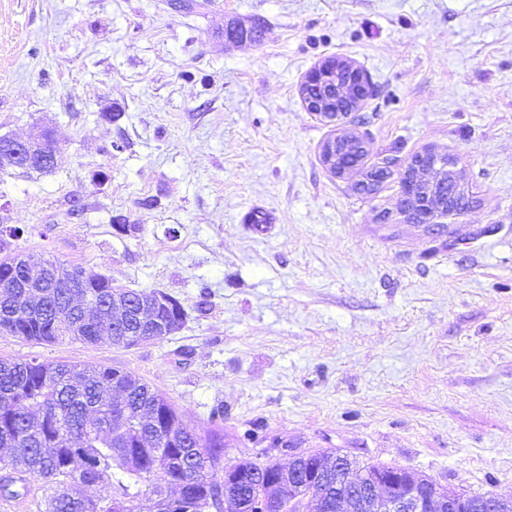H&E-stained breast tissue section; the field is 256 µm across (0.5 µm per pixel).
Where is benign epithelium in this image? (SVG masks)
<instances>
[{"mask_svg":"<svg viewBox=\"0 0 512 512\" xmlns=\"http://www.w3.org/2000/svg\"><path fill=\"white\" fill-rule=\"evenodd\" d=\"M225 40L246 43L254 40L255 29L229 23L224 28ZM374 87L368 74L353 61L333 56L316 63L299 87L305 109L338 133L323 146L322 159L328 169L341 177L361 171L367 150L363 138L348 128L352 114L359 111L373 96ZM59 148L52 133L40 129L27 139L10 136L0 138V162L23 158L26 163H45L56 160ZM456 159L434 151L415 154L404 161L389 160V168L399 171V213L414 216L421 224L441 227L463 215L454 206L455 199L466 193L457 169ZM23 276L27 284H37L52 278L48 267L34 255L23 258ZM180 309L178 300L169 294L152 290L139 302L129 304L117 290L112 299L94 308L82 309L80 316L57 318L60 332L65 336H81L85 325L99 323L103 341L115 339L117 328L133 321L138 329L132 338L124 339L127 347L154 342L172 335L167 322L159 318L161 308ZM237 465L224 468L215 465V488L219 491L214 512H239L244 508L237 482ZM296 499H315L318 512H468L469 496L448 497L439 487L427 492L412 484L409 489L398 488L397 481L368 471L353 470L346 476L332 477L320 471L304 477L291 467L278 465L275 476L265 484L259 498L261 512H283V505L292 493Z\"/></svg>","mask_w":512,"mask_h":512,"instance_id":"1","label":"benign epithelium"}]
</instances>
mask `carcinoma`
<instances>
[{"mask_svg":"<svg viewBox=\"0 0 512 512\" xmlns=\"http://www.w3.org/2000/svg\"><path fill=\"white\" fill-rule=\"evenodd\" d=\"M75 295L104 303L112 295V280L84 288L68 276L57 281L48 306L36 317L29 316L22 303L14 309L1 307L0 316L12 317L13 336L53 343L61 339L57 314L69 307ZM114 375L104 366L0 359V448L10 450L8 461L0 463L1 500H23L39 489L44 492L46 512H112L114 503L123 504L128 512H162L153 497V486L161 484L181 493L180 512H201L212 492L206 483L185 485L179 466L164 477L152 474L149 458L136 444L138 433L130 428L118 435L124 439L122 447H115L112 431L119 427L112 426V419L122 417L131 425L150 411L160 419L178 409L146 384L133 383L130 371L119 377L129 401L122 409L112 408L104 391L112 386ZM34 405L44 408V421L28 418ZM164 452L202 469L207 462L223 458L224 437L217 432L203 435L190 425L184 437L166 445ZM275 467L271 460L242 464L248 498H257ZM365 469L397 472L402 488L426 481L424 475L400 466L371 464Z\"/></svg>","mask_w":512,"mask_h":512,"instance_id":"1","label":"carcinoma"}]
</instances>
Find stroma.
Returning a JSON list of instances; mask_svg holds the SVG:
<instances>
[{"label": "stroma", "instance_id": "35a3bbf8", "mask_svg": "<svg viewBox=\"0 0 512 512\" xmlns=\"http://www.w3.org/2000/svg\"><path fill=\"white\" fill-rule=\"evenodd\" d=\"M329 56L375 86L366 165L457 158L476 202L444 232L397 216L398 177L365 196L324 166L298 88ZM38 126L57 163L0 170V250L187 319L134 348L0 334V358L131 371L228 465L283 441L512 498V0H0V135Z\"/></svg>", "mask_w": 512, "mask_h": 512}]
</instances>
